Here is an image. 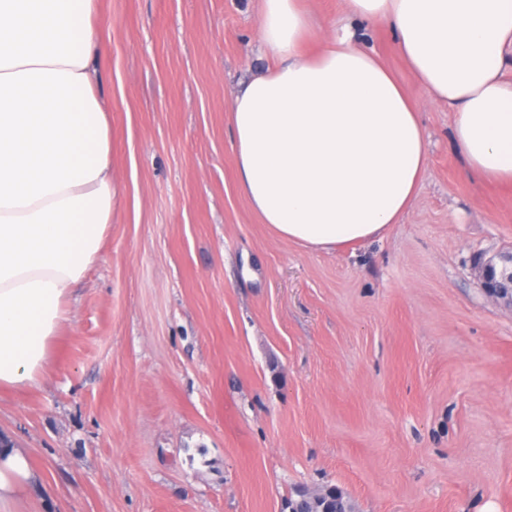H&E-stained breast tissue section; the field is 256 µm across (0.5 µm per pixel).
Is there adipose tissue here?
Returning a JSON list of instances; mask_svg holds the SVG:
<instances>
[{"label": "adipose tissue", "instance_id": "ef3b65f1", "mask_svg": "<svg viewBox=\"0 0 512 512\" xmlns=\"http://www.w3.org/2000/svg\"><path fill=\"white\" fill-rule=\"evenodd\" d=\"M99 0H0V392L39 387L100 258L116 199L96 90ZM390 29L425 101L447 105L468 172L512 187V0H343ZM266 64L230 104L238 188L260 223L309 251L383 239L427 168L414 99L352 30L301 0H260ZM40 474L0 444V512Z\"/></svg>", "mask_w": 512, "mask_h": 512}]
</instances>
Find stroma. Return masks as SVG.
Segmentation results:
<instances>
[{"instance_id":"35a3bbf8","label":"stroma","mask_w":512,"mask_h":512,"mask_svg":"<svg viewBox=\"0 0 512 512\" xmlns=\"http://www.w3.org/2000/svg\"><path fill=\"white\" fill-rule=\"evenodd\" d=\"M118 188L50 374L0 393L40 512H512V189L464 173L447 106L383 240L311 252L259 223L228 136L263 63L255 0H99ZM502 263L497 271V263L493 258L480 262L477 266L479 277L486 294L505 304H512V253L499 256ZM297 499H289L287 507L289 512H336L329 509H345L340 512H352L343 494L336 488H323L319 494H313L306 490L297 493Z\"/></svg>"}]
</instances>
